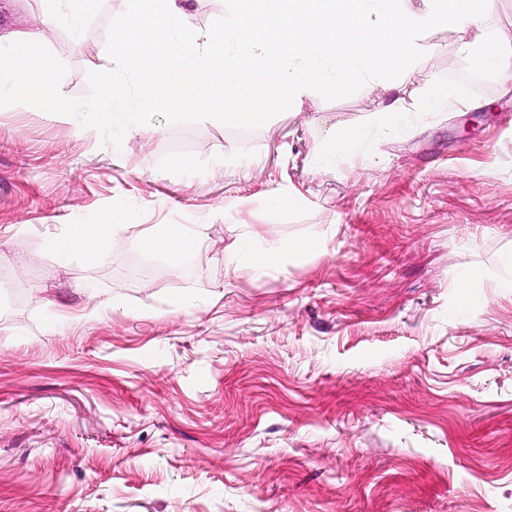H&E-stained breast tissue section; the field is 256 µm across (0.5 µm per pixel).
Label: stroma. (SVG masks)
Instances as JSON below:
<instances>
[{
    "mask_svg": "<svg viewBox=\"0 0 512 512\" xmlns=\"http://www.w3.org/2000/svg\"><path fill=\"white\" fill-rule=\"evenodd\" d=\"M103 8L54 29L63 95L112 69ZM42 0H0V35ZM402 75L476 104L323 160L337 121L387 103L317 93L251 132L154 117L103 143L75 119L0 107V512H512V110L486 43L446 29ZM135 215L97 263L58 261L72 224ZM204 224L193 253L135 247ZM274 253L255 265L252 252ZM486 305L463 302L461 271Z\"/></svg>",
    "mask_w": 512,
    "mask_h": 512,
    "instance_id": "obj_1",
    "label": "stroma"
}]
</instances>
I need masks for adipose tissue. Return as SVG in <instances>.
I'll return each instance as SVG.
<instances>
[{
    "mask_svg": "<svg viewBox=\"0 0 512 512\" xmlns=\"http://www.w3.org/2000/svg\"><path fill=\"white\" fill-rule=\"evenodd\" d=\"M406 112L403 100L396 98L369 119L337 122L324 142L323 150L334 157L357 155L368 135L384 138L399 130L404 124ZM125 228L126 219L122 216L111 222L79 224L62 236L50 238L48 246L59 259L65 260L79 254L87 262L93 263L99 259L103 247L114 242ZM204 231L205 227L201 224L190 227L174 224L164 234L142 239L140 245L178 258L195 249Z\"/></svg>",
    "mask_w": 512,
    "mask_h": 512,
    "instance_id": "obj_1",
    "label": "adipose tissue"
}]
</instances>
